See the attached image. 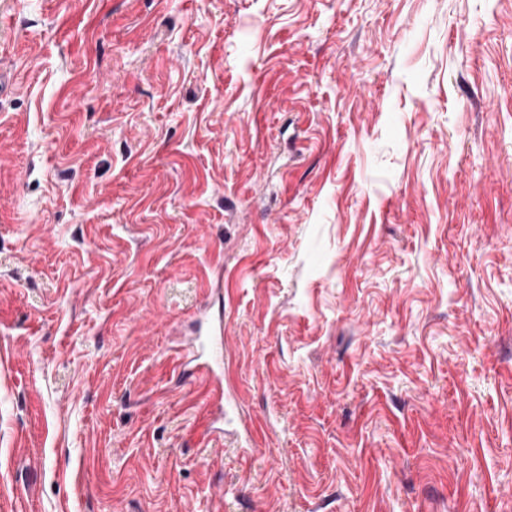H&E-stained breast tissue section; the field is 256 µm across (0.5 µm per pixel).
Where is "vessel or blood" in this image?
Segmentation results:
<instances>
[{"label":"vessel or blood","instance_id":"1","mask_svg":"<svg viewBox=\"0 0 512 512\" xmlns=\"http://www.w3.org/2000/svg\"><path fill=\"white\" fill-rule=\"evenodd\" d=\"M184 373L208 384V403L216 410L224 408V343L210 339L208 334L186 338L182 347Z\"/></svg>","mask_w":512,"mask_h":512}]
</instances>
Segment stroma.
<instances>
[{"label":"stroma","mask_w":512,"mask_h":512,"mask_svg":"<svg viewBox=\"0 0 512 512\" xmlns=\"http://www.w3.org/2000/svg\"><path fill=\"white\" fill-rule=\"evenodd\" d=\"M0 71V512H512V0H0ZM224 335L223 323L213 326L204 334L186 338L182 347L184 360V374L188 378L202 379L205 384L212 387L208 393L207 404L214 407L222 416L224 413V336L220 340H210L214 333ZM208 349V356L203 359L202 354Z\"/></svg>","instance_id":"stroma-1"}]
</instances>
